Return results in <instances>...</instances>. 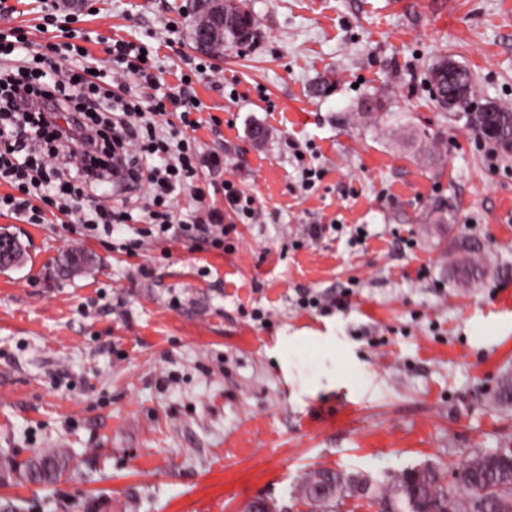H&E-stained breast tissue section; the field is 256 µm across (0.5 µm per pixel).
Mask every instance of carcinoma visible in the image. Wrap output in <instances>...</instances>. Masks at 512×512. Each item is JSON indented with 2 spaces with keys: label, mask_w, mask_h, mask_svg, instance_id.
Masks as SVG:
<instances>
[{
  "label": "carcinoma",
  "mask_w": 512,
  "mask_h": 512,
  "mask_svg": "<svg viewBox=\"0 0 512 512\" xmlns=\"http://www.w3.org/2000/svg\"><path fill=\"white\" fill-rule=\"evenodd\" d=\"M446 59L437 60L429 69L431 86L438 107L461 112L468 124L495 143L507 144L505 134H512V109L488 102L474 108L476 85L469 70L458 65L441 70ZM480 250L476 241L460 248L455 265L463 281H474L483 272V262L473 258ZM71 468L70 456L63 448L37 451L22 463L11 464V471L26 481L52 484ZM337 486L318 500L309 503L312 512H326L329 503L339 495L359 492L361 482L335 473ZM490 497L489 512L494 504L512 503V448L503 446L469 455L454 472L452 486L441 483L440 468L423 464L406 468L389 477L384 489L375 494L379 512H476L475 502Z\"/></svg>",
  "instance_id": "cac0c4a2"
}]
</instances>
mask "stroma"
Returning <instances> with one entry per match:
<instances>
[{
	"mask_svg": "<svg viewBox=\"0 0 512 512\" xmlns=\"http://www.w3.org/2000/svg\"><path fill=\"white\" fill-rule=\"evenodd\" d=\"M51 42L36 0H0ZM190 0H81L93 57L157 47L168 84L198 54ZM259 37L207 57L195 137L223 154L199 184L223 209V249L109 240L30 224L0 269V462L67 449L60 483L0 479L24 512L295 508L316 468L387 474L512 446V151L496 164L465 117L437 107L429 69L470 70L479 102L512 108V0H240ZM176 21V32L165 25ZM381 97L378 119L369 100ZM322 170L303 189L302 165ZM235 182L255 218L226 210ZM321 225L309 237L310 225ZM485 276L461 284V242ZM411 247H404V240ZM88 262L62 276L68 251ZM321 299L300 304L302 291ZM347 294L346 307L330 301Z\"/></svg>",
	"mask_w": 512,
	"mask_h": 512,
	"instance_id": "35a3bbf8",
	"label": "stroma"
}]
</instances>
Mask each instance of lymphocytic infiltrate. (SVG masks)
<instances>
[{
	"label": "lymphocytic infiltrate",
	"mask_w": 512,
	"mask_h": 512,
	"mask_svg": "<svg viewBox=\"0 0 512 512\" xmlns=\"http://www.w3.org/2000/svg\"><path fill=\"white\" fill-rule=\"evenodd\" d=\"M34 44L18 27L0 25V179L14 187L10 207L31 210V195L55 207L79 235L114 232L129 212L107 208L99 190L115 180L146 184L158 234L224 246V214L188 224L172 213L176 193L189 192L200 169H220L215 153L200 151L201 122L189 82L143 99L131 80L153 83L147 48L118 40L102 64L89 66L87 48L70 44L33 58Z\"/></svg>",
	"instance_id": "lymphocytic-infiltrate-1"
}]
</instances>
